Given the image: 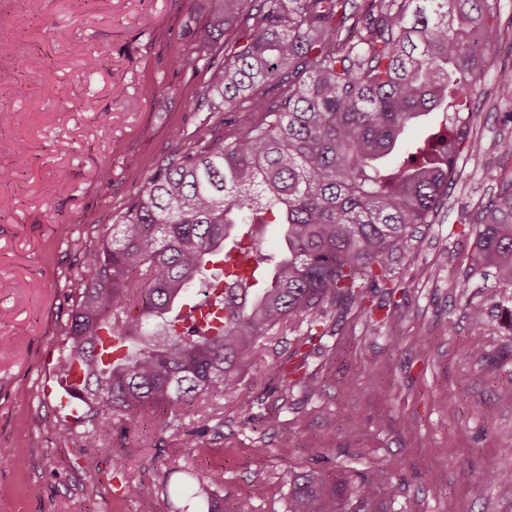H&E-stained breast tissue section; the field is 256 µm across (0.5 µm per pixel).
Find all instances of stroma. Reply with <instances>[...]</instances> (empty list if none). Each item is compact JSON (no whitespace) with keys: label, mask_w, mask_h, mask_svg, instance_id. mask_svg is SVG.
Returning <instances> with one entry per match:
<instances>
[{"label":"stroma","mask_w":512,"mask_h":512,"mask_svg":"<svg viewBox=\"0 0 512 512\" xmlns=\"http://www.w3.org/2000/svg\"><path fill=\"white\" fill-rule=\"evenodd\" d=\"M213 6L0 0L11 19L0 26V169L13 171L0 179V339L10 344L0 351V448L14 457L0 464V512H199L182 491L194 475L217 480L224 512L242 500L251 512H287L292 474L313 467L351 494L385 472V512H512V494L473 492L488 473H512V361L499 357L512 345L500 318L512 289L477 268L471 224L512 178V158L497 148L512 139V100L498 94L512 77V0L497 2L500 36L469 99L484 150L461 152L445 207L408 240L391 319L330 308L323 327L274 328L235 392L195 402L164 432L102 420L98 447H84L89 424L62 408L55 363L85 254L134 197L138 176L176 159L179 137L209 122L191 96L220 74L183 54ZM91 54L100 66L82 75ZM35 55L43 68L33 79ZM474 308L493 332L472 323ZM477 341L484 355L473 354ZM299 351L316 382L310 392L277 375ZM119 480L136 494L113 497Z\"/></svg>","instance_id":"stroma-1"}]
</instances>
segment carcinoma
Listing matches in <instances>:
<instances>
[{
    "instance_id": "cac0c4a2",
    "label": "carcinoma",
    "mask_w": 512,
    "mask_h": 512,
    "mask_svg": "<svg viewBox=\"0 0 512 512\" xmlns=\"http://www.w3.org/2000/svg\"><path fill=\"white\" fill-rule=\"evenodd\" d=\"M217 4L222 24L197 29L185 58L220 69L193 95L216 116L87 253L57 361L61 371L80 361L87 406L132 427L169 429L195 401L234 391L277 326H317L329 306L384 309L369 292L393 296L406 241L448 199L469 138L463 112L499 29L497 0ZM476 221L482 266L511 288L512 180ZM249 224L279 225L275 252L231 254ZM255 252L269 262L259 290L246 286ZM213 260L224 264L216 274ZM194 286L222 311L216 336L172 327L170 309ZM382 483L364 482L346 511L345 485L297 472L288 512H379ZM191 497L224 512L211 480L197 479Z\"/></svg>"
}]
</instances>
